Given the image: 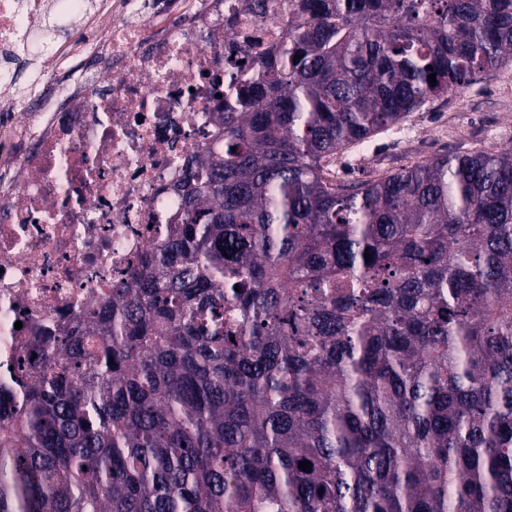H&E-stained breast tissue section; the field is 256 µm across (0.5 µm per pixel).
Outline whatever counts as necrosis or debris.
<instances>
[{
  "instance_id": "4bbe7bcc",
  "label": "necrosis or debris",
  "mask_w": 512,
  "mask_h": 512,
  "mask_svg": "<svg viewBox=\"0 0 512 512\" xmlns=\"http://www.w3.org/2000/svg\"><path fill=\"white\" fill-rule=\"evenodd\" d=\"M242 0H0V88L18 44L42 62L0 126V364L33 356L37 325L67 324L110 293L181 208L184 163L215 133L213 83L288 28ZM84 58L85 77L57 79Z\"/></svg>"
}]
</instances>
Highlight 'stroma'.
<instances>
[{
	"label": "stroma",
	"mask_w": 512,
	"mask_h": 512,
	"mask_svg": "<svg viewBox=\"0 0 512 512\" xmlns=\"http://www.w3.org/2000/svg\"><path fill=\"white\" fill-rule=\"evenodd\" d=\"M512 146V66L458 95L430 100L401 123L338 154L339 179L378 178L442 154Z\"/></svg>",
	"instance_id": "obj_1"
}]
</instances>
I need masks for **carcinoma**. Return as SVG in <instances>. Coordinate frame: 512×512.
I'll return each instance as SVG.
<instances>
[{"instance_id": "obj_1", "label": "carcinoma", "mask_w": 512, "mask_h": 512, "mask_svg": "<svg viewBox=\"0 0 512 512\" xmlns=\"http://www.w3.org/2000/svg\"><path fill=\"white\" fill-rule=\"evenodd\" d=\"M511 65L512 0H296L165 236L8 371L0 512H512V148L329 175Z\"/></svg>"}]
</instances>
